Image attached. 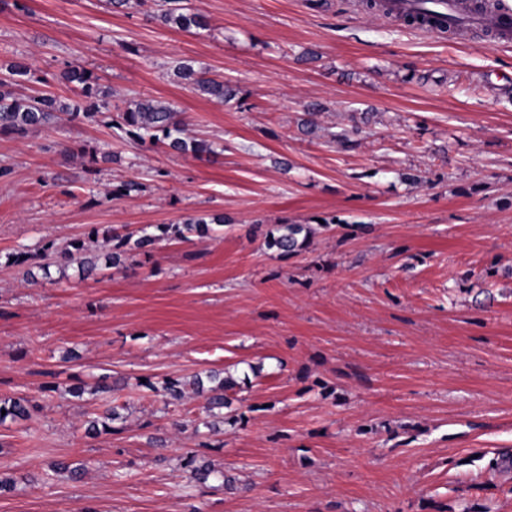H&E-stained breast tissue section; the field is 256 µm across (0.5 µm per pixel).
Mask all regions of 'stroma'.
I'll use <instances>...</instances> for the list:
<instances>
[{
	"instance_id": "1",
	"label": "stroma",
	"mask_w": 512,
	"mask_h": 512,
	"mask_svg": "<svg viewBox=\"0 0 512 512\" xmlns=\"http://www.w3.org/2000/svg\"><path fill=\"white\" fill-rule=\"evenodd\" d=\"M184 4L207 28L137 0H0V65L30 69L15 93L74 99L80 65L109 94L0 135V397L34 404L0 425V512H512V41L424 37L361 0ZM178 60L235 99L189 90ZM145 98L214 156L118 136L113 113ZM215 214L218 237L120 270L11 261ZM286 223L313 230L294 256L266 245ZM211 370L237 381L216 432L203 395L158 390ZM192 457L234 488L191 481ZM186 8L168 7L161 9V12L155 14L164 24H169L182 31H191L192 29H204L207 26L203 15L195 12H183ZM118 406H112L105 409L102 413L96 414L95 417L86 421V434L90 437H96L103 431L111 430L107 421H115L121 417Z\"/></svg>"
}]
</instances>
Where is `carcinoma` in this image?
Instances as JSON below:
<instances>
[{
	"label": "carcinoma",
	"instance_id": "carcinoma-1",
	"mask_svg": "<svg viewBox=\"0 0 512 512\" xmlns=\"http://www.w3.org/2000/svg\"><path fill=\"white\" fill-rule=\"evenodd\" d=\"M179 0H163L167 8L157 14L160 21L182 31L203 29L207 26L203 15L195 12H184L175 6ZM8 78L0 79V133L23 136L30 130L44 126L58 119V113L63 112L76 119L79 116L92 118L101 110L108 108V102L100 98L102 91L98 87L97 77L94 74L75 65L67 71V81L77 88V98L66 103L54 94L42 93L35 96H19L7 89L9 79L27 75L28 67L25 63L14 61L7 65ZM176 75L183 84L213 102L224 104L236 97V91L228 83L207 76L187 62H179L175 67ZM112 127L143 142L161 144L179 153H190L196 158L210 157L214 154L211 145L203 139L187 138L178 112L163 101L145 98L137 101L134 107L119 112L112 117ZM224 224V217L203 216L188 218L180 224H159V234H143L134 237V233L119 232L114 228L104 231V246L111 252L112 265L118 267L124 264V258L134 251H142L156 244L157 241L190 242L195 237L208 235L210 226ZM312 230L304 224H282L277 233L269 236L267 245L283 254L295 255L307 247ZM62 257L67 260H78L88 271H93L95 260L85 257L84 244L80 240L71 242L68 248L62 251ZM208 380L207 409L213 411L222 409L227 404L224 392L234 386V381L223 376V372L211 370L206 377L193 376L190 385L197 393L203 392V380ZM30 401L25 398H0V424L10 420L12 422L24 420L29 416ZM121 417L118 407L112 406L102 413L86 421V434L96 437L104 431L111 430L109 422Z\"/></svg>",
	"mask_w": 512,
	"mask_h": 512
}]
</instances>
